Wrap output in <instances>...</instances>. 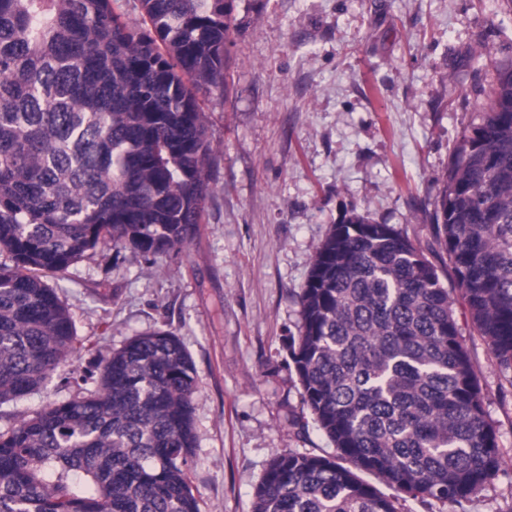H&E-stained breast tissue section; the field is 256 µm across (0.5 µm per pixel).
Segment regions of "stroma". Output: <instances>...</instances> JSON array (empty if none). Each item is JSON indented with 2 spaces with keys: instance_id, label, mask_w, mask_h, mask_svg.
<instances>
[{
  "instance_id": "1",
  "label": "stroma",
  "mask_w": 512,
  "mask_h": 512,
  "mask_svg": "<svg viewBox=\"0 0 512 512\" xmlns=\"http://www.w3.org/2000/svg\"><path fill=\"white\" fill-rule=\"evenodd\" d=\"M223 89L199 93L214 155L206 222L188 248L86 253L49 277L77 340L0 426L78 395L99 353L179 336L197 375L190 464L202 512H251L266 463L333 453L301 397L289 338L331 225H393L448 264L429 215L454 148L512 62V0H234ZM456 316L499 429L505 472L480 497L399 499V512H512V381Z\"/></svg>"
}]
</instances>
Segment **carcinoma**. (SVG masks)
<instances>
[{"label":"carcinoma","mask_w":512,"mask_h":512,"mask_svg":"<svg viewBox=\"0 0 512 512\" xmlns=\"http://www.w3.org/2000/svg\"><path fill=\"white\" fill-rule=\"evenodd\" d=\"M0 0V405L73 350L45 277L89 251L159 255L200 235L213 153L197 93L224 86L232 0ZM471 322L512 374V65L459 141L431 215ZM443 269L390 224L332 225L299 295L291 359L336 448L268 461L252 512L455 503L502 471L499 433ZM95 387L0 428V512H201L195 369L169 331L101 360Z\"/></svg>","instance_id":"carcinoma-1"}]
</instances>
